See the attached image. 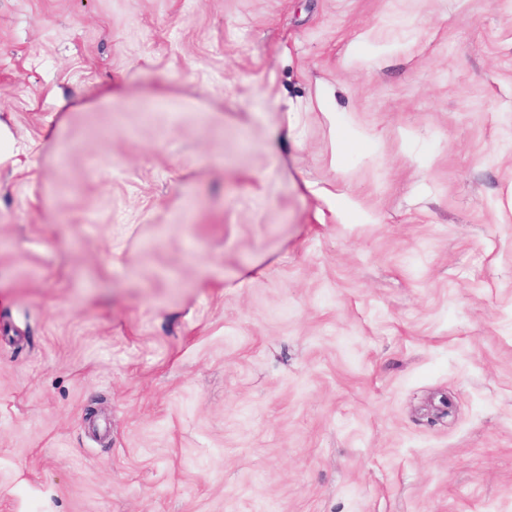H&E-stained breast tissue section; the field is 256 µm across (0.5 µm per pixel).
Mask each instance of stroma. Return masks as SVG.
Masks as SVG:
<instances>
[{"label": "stroma", "instance_id": "1", "mask_svg": "<svg viewBox=\"0 0 512 512\" xmlns=\"http://www.w3.org/2000/svg\"><path fill=\"white\" fill-rule=\"evenodd\" d=\"M0 512H512V0H0ZM352 148H362L365 152H371L373 141L364 132L344 130L338 143V158L342 159Z\"/></svg>", "mask_w": 512, "mask_h": 512}]
</instances>
